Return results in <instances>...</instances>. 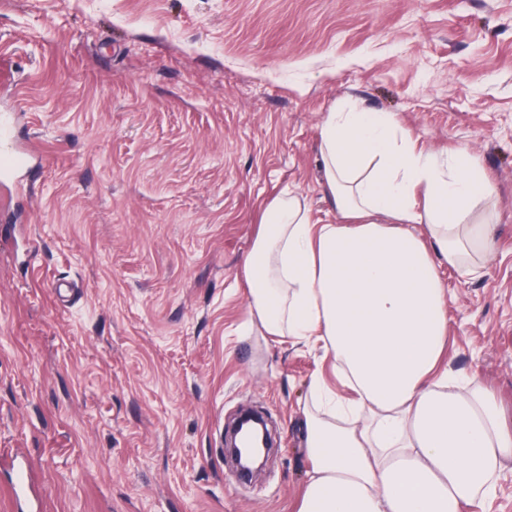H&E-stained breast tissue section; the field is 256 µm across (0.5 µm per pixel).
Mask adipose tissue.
<instances>
[{
	"label": "adipose tissue",
	"instance_id": "adipose-tissue-1",
	"mask_svg": "<svg viewBox=\"0 0 512 512\" xmlns=\"http://www.w3.org/2000/svg\"><path fill=\"white\" fill-rule=\"evenodd\" d=\"M319 153L335 222L283 191L243 267L251 323L320 345L349 390L323 393L336 421L305 416L297 512H487L512 423L443 361L441 269L489 260L496 187L466 148H418L393 115L358 104L327 113Z\"/></svg>",
	"mask_w": 512,
	"mask_h": 512
}]
</instances>
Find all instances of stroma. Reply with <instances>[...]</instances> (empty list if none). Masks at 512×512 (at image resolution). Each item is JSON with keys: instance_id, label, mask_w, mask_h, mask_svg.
<instances>
[{"instance_id": "35a3bbf8", "label": "stroma", "mask_w": 512, "mask_h": 512, "mask_svg": "<svg viewBox=\"0 0 512 512\" xmlns=\"http://www.w3.org/2000/svg\"><path fill=\"white\" fill-rule=\"evenodd\" d=\"M0 117L31 172L0 183V458L43 512H295L320 347L249 325L265 204L332 206L327 112L465 146L498 189L490 259L444 268L448 358L512 407V0H0ZM277 446L224 454L240 409ZM250 423L256 424L260 426L261 430V450L260 452L252 459H247L245 455V448H249V442L248 437L246 433V426ZM240 435V446L237 445L236 439L237 436ZM224 443L225 448L228 450L230 455L234 457V460L240 470V472L243 475L250 476L254 470L253 465L256 463L258 458L260 457L262 450H264V457L261 463L255 468L257 471L258 469L262 468L263 462L266 456H268L270 450H271V436L268 430L265 427L264 421L256 415L249 414L244 416L237 424L236 428L233 432L228 433L226 432V435L224 437Z\"/></svg>"}]
</instances>
